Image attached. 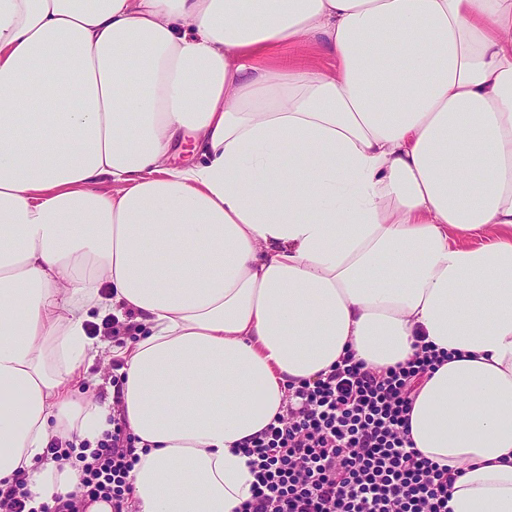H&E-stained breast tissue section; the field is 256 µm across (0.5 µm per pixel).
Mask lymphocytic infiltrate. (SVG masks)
Returning <instances> with one entry per match:
<instances>
[{
  "mask_svg": "<svg viewBox=\"0 0 512 512\" xmlns=\"http://www.w3.org/2000/svg\"><path fill=\"white\" fill-rule=\"evenodd\" d=\"M440 357L422 347L388 374L343 357L328 374L294 387L277 416L244 453L253 494L237 512H448L447 470L408 450L411 394ZM81 468L73 499L41 512H80L84 500L122 512L138 457L119 418Z\"/></svg>",
  "mask_w": 512,
  "mask_h": 512,
  "instance_id": "lymphocytic-infiltrate-1",
  "label": "lymphocytic infiltrate"
}]
</instances>
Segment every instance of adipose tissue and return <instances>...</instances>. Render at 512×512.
<instances>
[{
	"label": "adipose tissue",
	"mask_w": 512,
	"mask_h": 512,
	"mask_svg": "<svg viewBox=\"0 0 512 512\" xmlns=\"http://www.w3.org/2000/svg\"><path fill=\"white\" fill-rule=\"evenodd\" d=\"M421 345L407 440L512 512V0H0V481L76 492L109 352L124 512H236L289 384ZM120 367V360L117 358H112V356L108 361H106L105 364H102V359H97L94 365L91 367V375H96L99 370L102 372L101 378L103 382L96 388L94 392V396H96V398L101 402L113 401V397L116 395L117 387H115L112 381L120 377L118 373V369H120Z\"/></svg>",
	"instance_id": "1"
}]
</instances>
